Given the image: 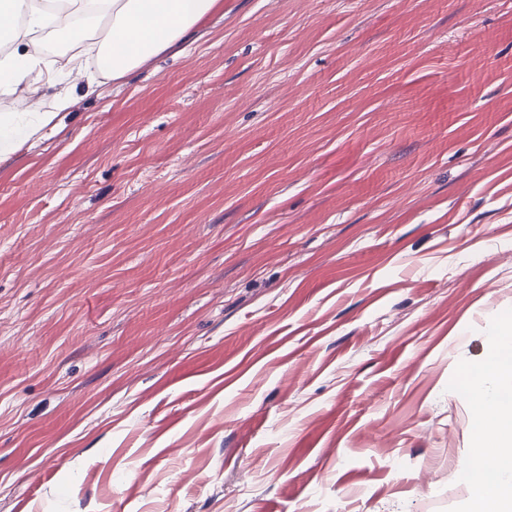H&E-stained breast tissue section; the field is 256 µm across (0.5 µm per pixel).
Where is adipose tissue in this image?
Instances as JSON below:
<instances>
[{
	"label": "adipose tissue",
	"mask_w": 512,
	"mask_h": 512,
	"mask_svg": "<svg viewBox=\"0 0 512 512\" xmlns=\"http://www.w3.org/2000/svg\"><path fill=\"white\" fill-rule=\"evenodd\" d=\"M218 0H0V91L23 83L58 86L48 112H1L0 156L20 149L71 104L64 80L83 73L86 62L115 80L127 77L178 43L217 7ZM63 36L73 51L57 68L39 50L44 30ZM469 380L477 429L461 465L469 491L468 512H512V359L504 339L512 320Z\"/></svg>",
	"instance_id": "adipose-tissue-1"
}]
</instances>
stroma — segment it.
Masks as SVG:
<instances>
[{"instance_id":"obj_1","label":"stroma","mask_w":512,"mask_h":512,"mask_svg":"<svg viewBox=\"0 0 512 512\" xmlns=\"http://www.w3.org/2000/svg\"><path fill=\"white\" fill-rule=\"evenodd\" d=\"M222 2L0 157V512H466L512 0Z\"/></svg>"}]
</instances>
